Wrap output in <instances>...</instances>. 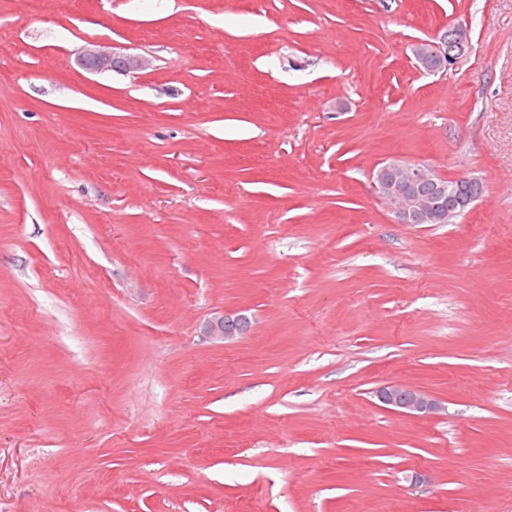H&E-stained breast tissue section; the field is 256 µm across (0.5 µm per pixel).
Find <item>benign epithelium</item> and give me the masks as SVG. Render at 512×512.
<instances>
[{"instance_id":"obj_1","label":"benign epithelium","mask_w":512,"mask_h":512,"mask_svg":"<svg viewBox=\"0 0 512 512\" xmlns=\"http://www.w3.org/2000/svg\"><path fill=\"white\" fill-rule=\"evenodd\" d=\"M430 54L440 57V67L456 60L466 53V49L450 57L442 54V38L425 42ZM80 65L92 72L124 71L133 72L145 66L144 60L137 55H120L102 50L96 46L89 47L79 57ZM390 179L379 176L373 178L376 192L393 205L398 222L401 224H446L448 207L432 204L415 193V186L436 176L429 167L416 163L392 162L386 164ZM247 318L242 315L222 314L213 317L206 328L209 336H218L229 340L243 335ZM378 400L390 410L413 417H430L442 410L441 403L430 393L415 387L388 385L377 391Z\"/></svg>"}]
</instances>
